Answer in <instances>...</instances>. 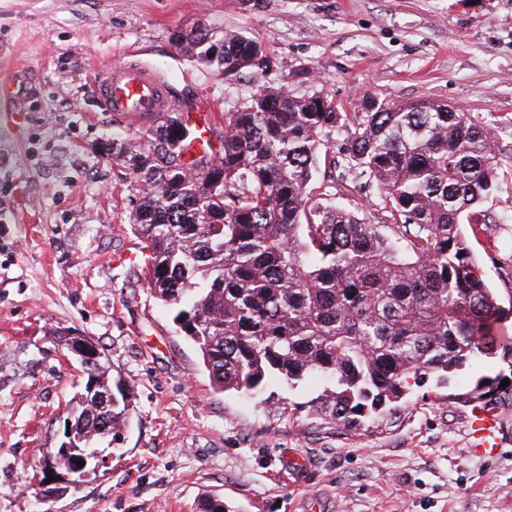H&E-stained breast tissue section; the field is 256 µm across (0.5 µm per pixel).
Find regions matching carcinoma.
Returning <instances> with one entry per match:
<instances>
[{
  "label": "carcinoma",
  "instance_id": "1",
  "mask_svg": "<svg viewBox=\"0 0 512 512\" xmlns=\"http://www.w3.org/2000/svg\"><path fill=\"white\" fill-rule=\"evenodd\" d=\"M173 42L227 80L271 62L243 33L201 27ZM343 128L331 155L328 136ZM187 143L174 144L165 121L112 144V155L138 175L132 226L148 288L217 390L254 395L316 378L325 386L313 410L352 428L414 385L448 384L478 354L512 363V341L497 335L512 308L489 288L463 231L486 224L480 205L497 190L498 168L487 127L468 113L385 100L350 113L319 92L260 85L224 113L215 156L187 163ZM322 163L375 187L389 223L313 198ZM88 374L101 393L123 382L100 361ZM511 389L512 375L482 376L448 399L494 401ZM75 400L79 430L103 436V411L85 391ZM198 512L233 510L215 495Z\"/></svg>",
  "mask_w": 512,
  "mask_h": 512
}]
</instances>
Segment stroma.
<instances>
[{
    "label": "stroma",
    "mask_w": 512,
    "mask_h": 512,
    "mask_svg": "<svg viewBox=\"0 0 512 512\" xmlns=\"http://www.w3.org/2000/svg\"><path fill=\"white\" fill-rule=\"evenodd\" d=\"M264 42L263 77L227 80L184 59L173 32L198 26ZM137 60L177 102L233 112L259 84L315 91L355 112L365 98L445 102L486 124L499 161L472 243L490 288L512 305V0H0V512H512V395L498 402L500 453L469 454L457 393L504 370L475 357L447 387L412 388L358 430L327 428L306 404L322 388L272 383L257 397L214 390L144 278L131 226L137 176L112 144L149 134L102 111L95 69ZM502 241L494 254L486 238ZM91 337L132 389L104 465L38 503L32 465L56 451L82 383L57 332Z\"/></svg>",
    "instance_id": "1"
}]
</instances>
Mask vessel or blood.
Wrapping results in <instances>:
<instances>
[{"label":"vessel or blood","instance_id":"vessel-or-blood-1","mask_svg":"<svg viewBox=\"0 0 512 512\" xmlns=\"http://www.w3.org/2000/svg\"><path fill=\"white\" fill-rule=\"evenodd\" d=\"M91 88L104 111L144 125L159 123L164 113L175 106L168 82L153 68L131 61L97 70ZM179 108L185 121L199 133L187 152L191 155L201 152L205 142L211 139L214 111L202 101L185 103ZM501 422V415L492 404L473 405L469 413V453L480 457L496 456L501 449Z\"/></svg>","mask_w":512,"mask_h":512}]
</instances>
